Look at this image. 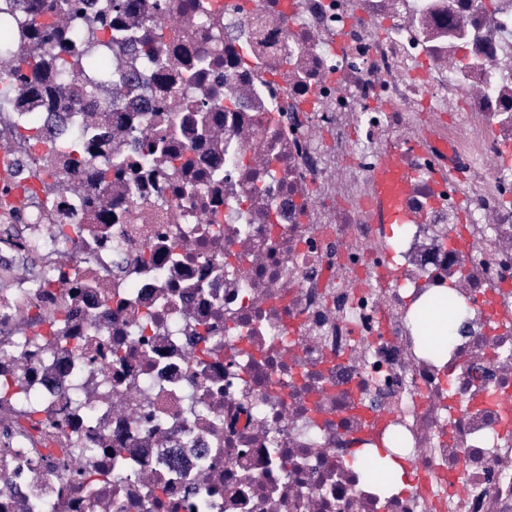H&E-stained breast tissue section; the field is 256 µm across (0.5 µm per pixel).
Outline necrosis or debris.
Returning a JSON list of instances; mask_svg holds the SVG:
<instances>
[{
  "instance_id": "necrosis-or-debris-1",
  "label": "necrosis or debris",
  "mask_w": 512,
  "mask_h": 512,
  "mask_svg": "<svg viewBox=\"0 0 512 512\" xmlns=\"http://www.w3.org/2000/svg\"><path fill=\"white\" fill-rule=\"evenodd\" d=\"M496 2L40 0L76 77L0 91V154L46 184L22 215L0 207L18 226L0 246L38 261L0 289V512H512ZM63 135L87 145L79 167ZM396 149L395 244L372 171ZM455 227L442 273L465 272L471 312L438 363L405 294ZM369 448L409 464L405 487L350 469Z\"/></svg>"
}]
</instances>
